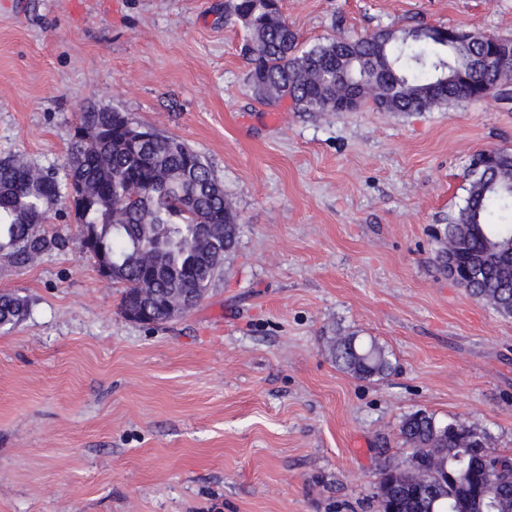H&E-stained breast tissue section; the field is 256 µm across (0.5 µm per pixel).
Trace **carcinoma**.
Wrapping results in <instances>:
<instances>
[{
    "label": "carcinoma",
    "instance_id": "1",
    "mask_svg": "<svg viewBox=\"0 0 512 512\" xmlns=\"http://www.w3.org/2000/svg\"><path fill=\"white\" fill-rule=\"evenodd\" d=\"M230 16L247 29L242 46L254 95L267 103L292 100L299 112H344L358 96L383 112H424L448 103L512 90V62L490 66L492 43L455 28L419 26L380 29L357 39H332L297 53L299 36L289 29L280 0H232ZM98 131L89 144L72 137L65 185L53 173L21 158L0 160V255L31 264L65 239L48 236L59 202L71 183L80 187L70 207L87 234L81 243L93 257L117 264L123 284L120 312L148 303L153 324L177 316L186 298L203 297L223 270L215 244L231 253L239 235L238 216L224 188L201 155L149 126L133 124L122 112L94 108L78 114L75 126ZM458 216L444 229L448 246L438 253L441 269L454 256L472 276L466 292L512 315V152L475 154ZM29 313L25 299L0 293V325ZM336 366L358 379L384 377L389 353L374 338L354 333L332 339ZM413 449L407 464L379 469L388 484L376 512H482L476 495L486 494L488 512H512V458L489 457L475 439L487 435L459 421L415 412L400 425Z\"/></svg>",
    "mask_w": 512,
    "mask_h": 512
}]
</instances>
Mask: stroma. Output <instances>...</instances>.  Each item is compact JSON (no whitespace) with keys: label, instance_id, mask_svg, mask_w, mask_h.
Returning <instances> with one entry per match:
<instances>
[{"label":"stroma","instance_id":"1","mask_svg":"<svg viewBox=\"0 0 512 512\" xmlns=\"http://www.w3.org/2000/svg\"><path fill=\"white\" fill-rule=\"evenodd\" d=\"M230 0H0V159L59 173L106 107L183 141L240 234L200 302L158 326L119 311L71 217L62 250L0 256V512H375L379 468L422 411L512 456V316L440 269L471 156L512 150V102L299 112L253 96ZM301 49L443 25L512 39V0H282ZM373 337L391 372L336 367ZM29 313L25 299L11 293H0V325H13L22 321ZM329 354L336 366L358 379L387 376L391 369L389 353L370 337L348 334L335 336Z\"/></svg>","mask_w":512,"mask_h":512}]
</instances>
